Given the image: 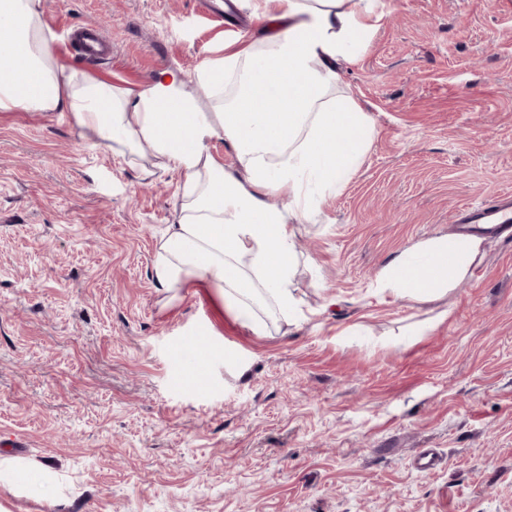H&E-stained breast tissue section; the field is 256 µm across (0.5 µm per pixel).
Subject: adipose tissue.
I'll use <instances>...</instances> for the list:
<instances>
[{
    "mask_svg": "<svg viewBox=\"0 0 512 512\" xmlns=\"http://www.w3.org/2000/svg\"><path fill=\"white\" fill-rule=\"evenodd\" d=\"M254 15L282 23L250 43L229 42L205 62L197 85L167 69L136 94L79 79L54 54L41 0H0V111L71 112L104 150L149 143L181 174L176 223L156 251L162 288L199 281L215 288L255 334L270 305L289 322L301 315L292 288L295 226L327 194L341 192L373 142L372 117L339 91L340 59L356 56L383 25L378 0H254ZM234 81L229 101L206 97ZM224 139L238 168L209 150ZM283 204H268L269 196ZM481 235L450 234L415 243L377 276L378 292L415 302L445 296L481 258Z\"/></svg>",
    "mask_w": 512,
    "mask_h": 512,
    "instance_id": "1",
    "label": "adipose tissue"
}]
</instances>
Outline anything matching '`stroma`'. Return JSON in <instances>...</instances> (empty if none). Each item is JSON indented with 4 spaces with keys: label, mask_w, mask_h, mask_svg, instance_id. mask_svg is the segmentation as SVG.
Returning <instances> with one entry per match:
<instances>
[{
    "label": "stroma",
    "mask_w": 512,
    "mask_h": 512,
    "mask_svg": "<svg viewBox=\"0 0 512 512\" xmlns=\"http://www.w3.org/2000/svg\"><path fill=\"white\" fill-rule=\"evenodd\" d=\"M42 0L98 26L79 77L137 92L260 36L252 0ZM340 61L376 134L296 227L304 321L242 327L152 277L181 176L68 112H0V512H512V226L446 296L375 293L458 208L512 192V0H380ZM204 337L203 383L182 337ZM430 448L432 471L415 458ZM73 42L80 45L87 60H102L112 52V45L106 42L99 31L91 27H79L74 31Z\"/></svg>",
    "instance_id": "35a3bbf8"
}]
</instances>
